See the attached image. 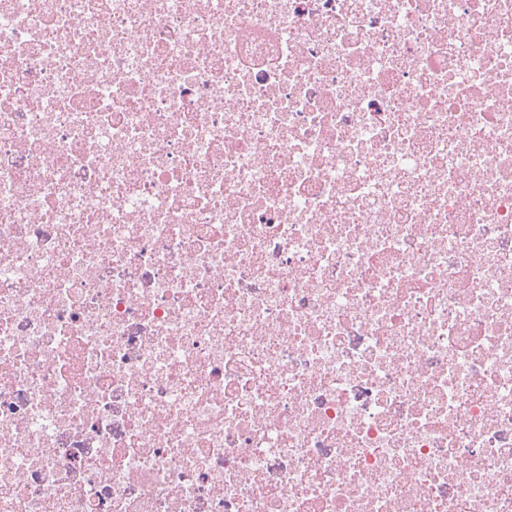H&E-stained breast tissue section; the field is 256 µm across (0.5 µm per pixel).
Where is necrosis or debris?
I'll return each instance as SVG.
<instances>
[{
  "label": "necrosis or debris",
  "instance_id": "4bbe7bcc",
  "mask_svg": "<svg viewBox=\"0 0 512 512\" xmlns=\"http://www.w3.org/2000/svg\"><path fill=\"white\" fill-rule=\"evenodd\" d=\"M0 512H512V0H0Z\"/></svg>",
  "mask_w": 512,
  "mask_h": 512
}]
</instances>
